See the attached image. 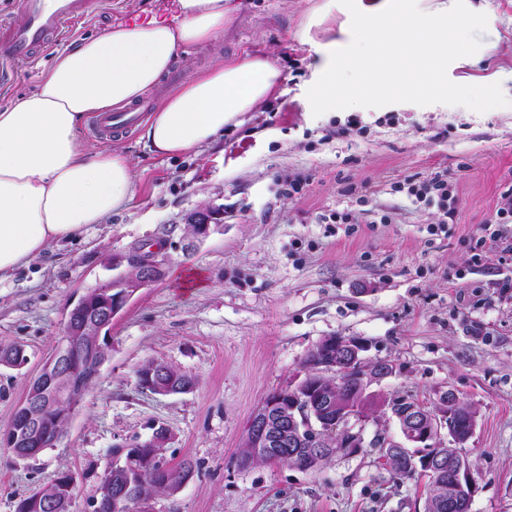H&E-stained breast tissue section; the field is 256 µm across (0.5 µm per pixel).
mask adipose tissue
Wrapping results in <instances>:
<instances>
[{
	"mask_svg": "<svg viewBox=\"0 0 512 512\" xmlns=\"http://www.w3.org/2000/svg\"><path fill=\"white\" fill-rule=\"evenodd\" d=\"M348 2L353 31L372 41L361 55L332 40L317 44V105L332 109L353 96H482V88L448 83V56L461 39V18L448 0H427L421 11L409 0ZM236 12L231 0H175L171 16L115 24L79 40L58 54L33 92L0 105V282L132 200L129 156L88 146L84 122L139 100L190 49L222 36ZM344 71L355 74V85L339 82ZM283 80L266 56L219 59L162 97L140 137L160 158L193 152L239 124Z\"/></svg>",
	"mask_w": 512,
	"mask_h": 512,
	"instance_id": "adipose-tissue-1",
	"label": "adipose tissue"
}]
</instances>
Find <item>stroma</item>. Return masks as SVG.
Wrapping results in <instances>:
<instances>
[{"label":"stroma","instance_id":"35a3bbf8","mask_svg":"<svg viewBox=\"0 0 512 512\" xmlns=\"http://www.w3.org/2000/svg\"><path fill=\"white\" fill-rule=\"evenodd\" d=\"M324 2L239 0L223 36L174 68L187 80L223 56H269L285 76L270 101L197 153L169 160L138 130L106 139L132 161V201L0 283V347L23 346L29 358L0 365L3 430L60 340L68 308L104 278L107 260L157 243L166 268L106 328L108 360L61 442L26 461L0 447V512H16L61 472L76 477L75 512H90L117 445L156 425L171 433L167 460L192 461L194 474L177 495L155 496L150 512H424L426 477L393 480L374 448L308 473L238 467L253 412L330 336L361 340L367 360L394 367L371 387L378 402L365 411V437L398 434L382 400L403 395L433 408L454 392L476 413L462 448L476 484L470 512H512V253L473 260L482 224L512 186V0L457 3L469 63H449L448 80L491 87L489 97L361 98L334 110L308 99L318 60L310 39L341 41L349 28L338 0L321 27L306 29ZM172 8V0H98L71 38ZM58 53L0 82V105L33 91ZM441 170L459 214L433 235L437 208L412 203L395 184ZM292 182L302 190L290 196ZM205 207L224 215L185 252V218ZM338 212L352 223H331ZM147 362L196 385L171 395L142 389L136 370Z\"/></svg>","mask_w":512,"mask_h":512}]
</instances>
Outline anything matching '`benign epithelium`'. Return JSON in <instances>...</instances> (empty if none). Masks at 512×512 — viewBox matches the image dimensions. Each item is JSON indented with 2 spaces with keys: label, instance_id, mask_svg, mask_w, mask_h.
I'll list each match as a JSON object with an SVG mask.
<instances>
[{
  "label": "benign epithelium",
  "instance_id": "1",
  "mask_svg": "<svg viewBox=\"0 0 512 512\" xmlns=\"http://www.w3.org/2000/svg\"><path fill=\"white\" fill-rule=\"evenodd\" d=\"M223 212L204 208L190 213L186 224L192 239L208 234L210 225ZM127 265V271L98 281L87 289L78 303L66 313L64 334L53 354L45 361L39 374L31 381L24 399L15 408L9 427L0 431V446L9 449L17 460L36 457L46 448H53L63 438L91 384L100 376L108 359L102 331L141 288L165 277L166 268L153 250L112 259V268ZM365 345L342 336L320 341L311 351L297 380L276 398L267 399L252 416L246 432L250 454L240 458V465L253 466L263 459L277 462L288 455L298 460V469L309 472L319 469L329 455H353L365 447L389 448L409 465L429 474H449L448 497L432 508L439 512H459L471 506L475 484L467 459L460 454L472 436L476 416L461 409V401L452 392L446 393L440 406L425 407L407 397L384 400L381 406L399 428V438L375 436L365 442L363 429H354L351 419L361 420L363 413L353 401L371 398L368 390L393 373L385 361L368 362L362 356ZM333 376L337 387L325 385ZM142 388L155 394L169 395L192 390L195 381L187 375L168 377L166 366L160 364L138 376ZM447 431L454 444V460L448 449L434 443ZM169 440L166 427L154 428L144 441L128 444L140 451L137 477L145 478L153 465L164 458L163 448ZM192 466L183 465L167 472L163 486L174 495L190 480ZM127 462L120 461L107 469L99 483L98 496L91 512H136L133 506L145 507L147 499L138 493L125 496L113 491V485L130 479ZM76 479L62 473L46 486L28 496L23 512H73Z\"/></svg>",
  "mask_w": 512,
  "mask_h": 512
}]
</instances>
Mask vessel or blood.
I'll list each match as a JSON object with an SVG mask.
<instances>
[{"label": "vessel or blood", "mask_w": 512, "mask_h": 512, "mask_svg": "<svg viewBox=\"0 0 512 512\" xmlns=\"http://www.w3.org/2000/svg\"><path fill=\"white\" fill-rule=\"evenodd\" d=\"M94 6V0H24L21 25L0 23V76L12 75L17 65L30 61L35 48L59 42L66 27L85 19ZM149 109V103L142 101L119 112L101 114L94 119L93 130L100 136L129 130Z\"/></svg>", "instance_id": "b4317fda"}]
</instances>
